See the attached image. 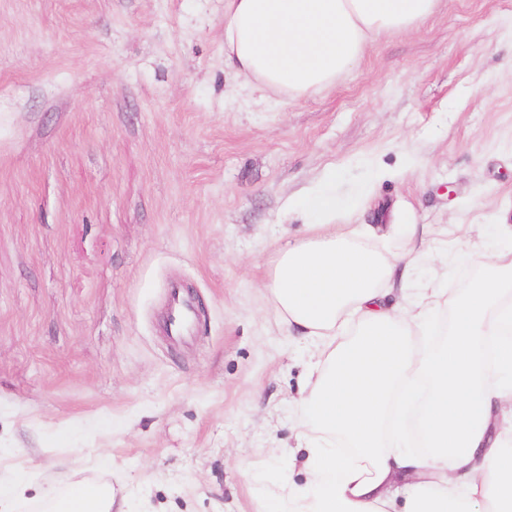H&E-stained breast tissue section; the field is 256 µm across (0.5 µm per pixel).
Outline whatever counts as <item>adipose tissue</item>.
<instances>
[{
	"label": "adipose tissue",
	"mask_w": 512,
	"mask_h": 512,
	"mask_svg": "<svg viewBox=\"0 0 512 512\" xmlns=\"http://www.w3.org/2000/svg\"><path fill=\"white\" fill-rule=\"evenodd\" d=\"M439 0H224V58L262 90L301 98L333 86L385 33ZM305 238L278 247L265 283L314 362L295 403L305 480L272 512H512V250L463 292L414 288L432 249L380 248L319 185L299 201ZM401 305L386 300L392 288ZM447 337H420L441 304ZM108 485L79 484L49 512H112Z\"/></svg>",
	"instance_id": "ef3b65f1"
}]
</instances>
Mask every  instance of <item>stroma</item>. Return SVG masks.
Masks as SVG:
<instances>
[{
	"label": "stroma",
	"instance_id": "1",
	"mask_svg": "<svg viewBox=\"0 0 512 512\" xmlns=\"http://www.w3.org/2000/svg\"><path fill=\"white\" fill-rule=\"evenodd\" d=\"M335 170L340 224L458 243L512 225V0H441L336 85L273 97L224 64V0H0V477L26 501L119 483L131 512H267L301 481L310 346L264 284ZM200 315L176 344L167 284Z\"/></svg>",
	"mask_w": 512,
	"mask_h": 512
}]
</instances>
